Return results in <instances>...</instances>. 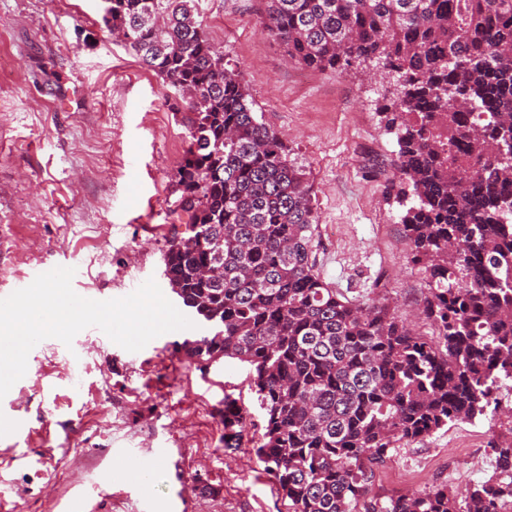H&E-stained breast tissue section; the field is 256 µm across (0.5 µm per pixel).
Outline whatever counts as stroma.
<instances>
[{"label":"stroma","instance_id":"obj_1","mask_svg":"<svg viewBox=\"0 0 512 512\" xmlns=\"http://www.w3.org/2000/svg\"><path fill=\"white\" fill-rule=\"evenodd\" d=\"M262 0H198L210 41L240 72L255 112L280 132L313 184L317 265L350 298L389 300L420 332L425 273L413 266L400 209L383 195L397 150L376 110L367 70L323 73L289 62L264 35ZM103 0H0V283L31 284L70 267L81 297L171 289L175 180L188 147L161 79L100 26ZM184 332L129 352L89 327L70 355L48 338L0 399V512H286L253 448L263 411L249 369L207 370L177 352ZM72 365L80 377L57 375ZM249 410L240 447L224 445V397ZM29 432L10 447L5 423ZM501 421L466 422L397 449L373 495L448 483L456 492L492 472ZM153 460L143 470L139 457Z\"/></svg>","mask_w":512,"mask_h":512}]
</instances>
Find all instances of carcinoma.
I'll use <instances>...</instances> for the list:
<instances>
[{
	"label": "carcinoma",
	"instance_id": "cac0c4a2",
	"mask_svg": "<svg viewBox=\"0 0 512 512\" xmlns=\"http://www.w3.org/2000/svg\"><path fill=\"white\" fill-rule=\"evenodd\" d=\"M262 32L290 60L398 79L377 110L398 146L384 194L424 269L416 332L386 303L346 297L317 268L305 170L253 109L198 20L197 0H112L101 17L156 74L189 140L165 276L209 325L180 351L249 366L264 411L256 454L287 512H512V424L493 473L463 501L371 495L392 451L459 422L492 421L512 394V0H265ZM248 413L224 396V447Z\"/></svg>",
	"mask_w": 512,
	"mask_h": 512
}]
</instances>
